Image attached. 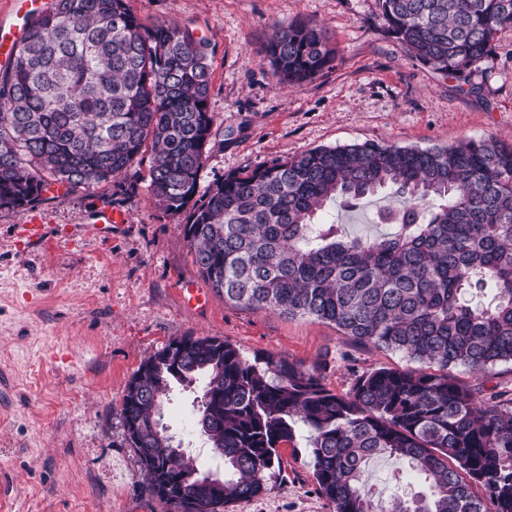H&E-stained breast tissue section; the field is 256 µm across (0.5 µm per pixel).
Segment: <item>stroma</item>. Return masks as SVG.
Listing matches in <instances>:
<instances>
[{"label":"stroma","mask_w":512,"mask_h":512,"mask_svg":"<svg viewBox=\"0 0 512 512\" xmlns=\"http://www.w3.org/2000/svg\"><path fill=\"white\" fill-rule=\"evenodd\" d=\"M144 23L193 30L207 45L213 119L198 177L206 194L224 177L289 159L316 147L385 142L430 148L471 138L512 146V29L472 72V93L413 59L391 35L380 0H127ZM315 21L328 31L335 59L314 80L287 86L264 48L275 25ZM149 156L110 180L44 195L33 206L0 207V512H166L148 496L138 456L124 433L122 403L140 364L179 336H218L243 356L259 351L326 363L324 383L348 393L357 375L411 368L395 352L353 342L335 326L225 303L204 280L181 231L186 212L156 203ZM391 190L355 209L331 204L326 223L355 237L389 230L380 210L397 206ZM127 216L106 233L98 209ZM43 243L23 233L32 215ZM207 294L188 303L186 286ZM200 388L172 386L163 422L207 469L222 468L195 428ZM298 428L280 448L282 466L259 496L224 512H334L319 492ZM377 498L426 492L408 464L372 461Z\"/></svg>","instance_id":"obj_1"}]
</instances>
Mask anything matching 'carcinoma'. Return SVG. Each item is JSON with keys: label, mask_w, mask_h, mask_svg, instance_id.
<instances>
[{"label": "carcinoma", "mask_w": 512, "mask_h": 512, "mask_svg": "<svg viewBox=\"0 0 512 512\" xmlns=\"http://www.w3.org/2000/svg\"><path fill=\"white\" fill-rule=\"evenodd\" d=\"M388 30L412 58L473 91L469 77L512 28V0H381ZM265 53L284 83L314 79L335 49L315 22L277 26ZM203 40L166 21L147 27L126 0H53L32 20L0 73V207L37 203L125 172L151 144L157 204L189 210L182 232L200 274L224 301L327 322L417 369L380 367L349 393L323 366L259 352L249 360L216 336L167 344L139 366L124 395L127 442L163 505L208 512L265 489L279 448L308 429L318 489L334 512H379L367 463L408 462L429 494L388 512H512V399L478 397L476 377L512 364V146L492 139L421 149L364 142L314 148L233 175L196 198L213 125ZM403 199L382 221L395 231L352 237L320 214L378 189ZM490 283L493 307L467 299ZM201 379L200 435L224 460L221 485L177 483L206 473L173 444L163 396Z\"/></svg>", "instance_id": "obj_1"}]
</instances>
